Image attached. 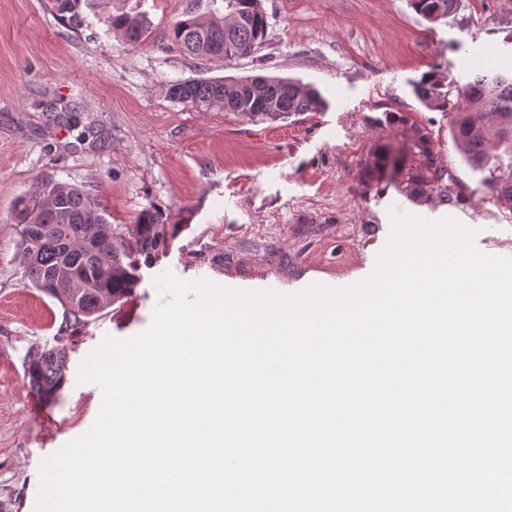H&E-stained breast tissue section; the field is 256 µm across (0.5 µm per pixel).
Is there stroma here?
Listing matches in <instances>:
<instances>
[{
  "label": "stroma",
  "mask_w": 512,
  "mask_h": 512,
  "mask_svg": "<svg viewBox=\"0 0 512 512\" xmlns=\"http://www.w3.org/2000/svg\"><path fill=\"white\" fill-rule=\"evenodd\" d=\"M53 4L0 0V512H34L41 461L100 410V388L77 381L81 362L104 336L149 326L153 280L165 271L233 289L346 287L373 272L393 206L454 218L477 229L480 251L512 257V212L459 152L452 111L415 93L432 70L450 82L452 102L477 71L511 75L512 0H458L438 22L410 0H262V48L204 66L150 39L128 49L107 18L143 11L159 33L188 12L223 13L224 0H80L77 27ZM255 75L313 86L325 106L251 120L167 94L187 79ZM417 125L431 135L450 200L428 189L411 197L401 174L363 177L380 145L406 154ZM46 178L99 199L111 223L133 224L154 204L176 226L163 253L141 263L133 294L70 332L66 382L47 403L53 425L29 413L25 368L55 345L64 310L25 279L10 221L16 199Z\"/></svg>",
  "instance_id": "35a3bbf8"
}]
</instances>
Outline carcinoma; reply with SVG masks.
Returning <instances> with one entry per match:
<instances>
[{"instance_id":"carcinoma-1","label":"carcinoma","mask_w":512,"mask_h":512,"mask_svg":"<svg viewBox=\"0 0 512 512\" xmlns=\"http://www.w3.org/2000/svg\"><path fill=\"white\" fill-rule=\"evenodd\" d=\"M78 0H55L54 9L78 25ZM458 0H412L414 10L430 21L448 17ZM224 16L204 18L188 15L155 37L157 46L177 47L200 64L215 60L230 62L258 51L267 37L268 23L261 0H224ZM112 30L130 48L151 34V22L143 12L114 14L108 18ZM168 97L199 112L214 108L249 118L277 119L284 115L317 112L324 106L320 93L295 80L260 76L188 79L168 87ZM418 97L435 110L448 108V93L442 82L429 73L417 86ZM456 107L453 136L465 160L489 171L487 182L498 204L512 212V78L477 75L467 83ZM414 165L409 168L406 188L418 194L432 186L448 196L443 184L430 133L414 127ZM393 163L387 146L380 147L373 165V178L381 177ZM107 207L77 186L47 180L14 204L11 221L34 225L35 239L21 238L24 276L66 310L65 325L77 328L86 318L104 308V294L118 302L137 285L139 258L150 260L163 251L175 225L169 214L150 205L136 217L128 235L124 225L111 224ZM68 345L65 337L57 345L38 351L26 368L30 388L45 398L60 391L65 378Z\"/></svg>"}]
</instances>
